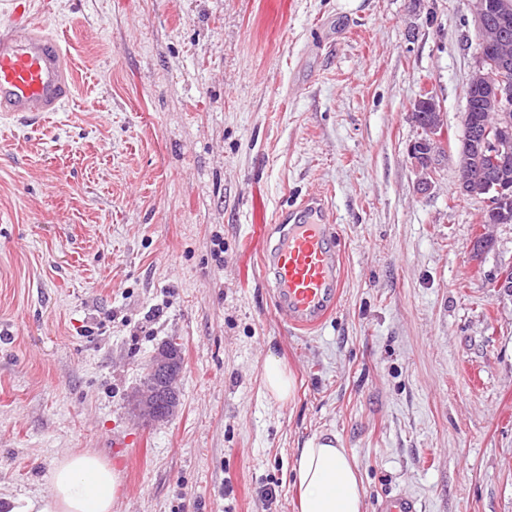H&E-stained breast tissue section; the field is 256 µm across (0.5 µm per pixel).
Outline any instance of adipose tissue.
Returning <instances> with one entry per match:
<instances>
[{
    "instance_id": "1",
    "label": "adipose tissue",
    "mask_w": 512,
    "mask_h": 512,
    "mask_svg": "<svg viewBox=\"0 0 512 512\" xmlns=\"http://www.w3.org/2000/svg\"><path fill=\"white\" fill-rule=\"evenodd\" d=\"M293 472L299 512H365L357 463L335 435L306 441ZM49 482L48 494L26 498L10 512H113L121 475L97 454L66 453L55 462Z\"/></svg>"
}]
</instances>
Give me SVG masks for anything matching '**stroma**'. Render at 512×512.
<instances>
[{
    "instance_id": "1",
    "label": "stroma",
    "mask_w": 512,
    "mask_h": 512,
    "mask_svg": "<svg viewBox=\"0 0 512 512\" xmlns=\"http://www.w3.org/2000/svg\"><path fill=\"white\" fill-rule=\"evenodd\" d=\"M74 93L0 117V512L44 494L64 452L122 477L116 512H298L296 450L336 435L366 512H512V224L448 155L419 193L407 118L424 86L450 139L477 52L468 0H26ZM323 196L342 253L336 311L279 317L260 228ZM173 418L130 396L161 344ZM293 371L279 404L267 353ZM130 441L127 457L112 444ZM262 385L266 393L278 403L290 401L295 392L294 376L280 360L269 353L263 365Z\"/></svg>"
}]
</instances>
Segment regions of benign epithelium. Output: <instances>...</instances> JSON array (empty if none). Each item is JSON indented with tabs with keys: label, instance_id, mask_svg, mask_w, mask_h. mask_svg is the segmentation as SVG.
I'll return each instance as SVG.
<instances>
[{
	"label": "benign epithelium",
	"instance_id": "benign-epithelium-1",
	"mask_svg": "<svg viewBox=\"0 0 512 512\" xmlns=\"http://www.w3.org/2000/svg\"><path fill=\"white\" fill-rule=\"evenodd\" d=\"M470 11L477 35L484 41L508 30L512 20L507 12L494 10L488 0H469ZM485 94L488 105L500 112L495 121L475 134L478 149L484 152L487 164L483 173L472 176L464 157L457 156L459 192L463 197H479L486 209L497 210L509 195V164L512 163V123L501 116L512 111V74L508 60L493 61L477 56L466 90L465 110H470L475 92ZM444 112L434 90L419 95L411 104L408 119L420 127L422 137L409 144L406 151L408 164L419 174L417 190L425 194L433 187L440 161L448 156V143L443 119ZM149 376L134 399L136 414L147 421H163L171 417L179 404L181 366L162 346L148 369Z\"/></svg>",
	"mask_w": 512,
	"mask_h": 512
}]
</instances>
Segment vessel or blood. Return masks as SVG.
Wrapping results in <instances>:
<instances>
[{
    "mask_svg": "<svg viewBox=\"0 0 512 512\" xmlns=\"http://www.w3.org/2000/svg\"><path fill=\"white\" fill-rule=\"evenodd\" d=\"M57 41L38 27L6 25L0 31V113L31 121L61 111L72 79ZM324 200L304 198L277 212L281 231L268 248L264 273L277 311L300 329L319 327L335 310L340 288V253L329 242Z\"/></svg>",
    "mask_w": 512,
    "mask_h": 512,
    "instance_id": "vessel-or-blood-1",
    "label": "vessel or blood"
}]
</instances>
